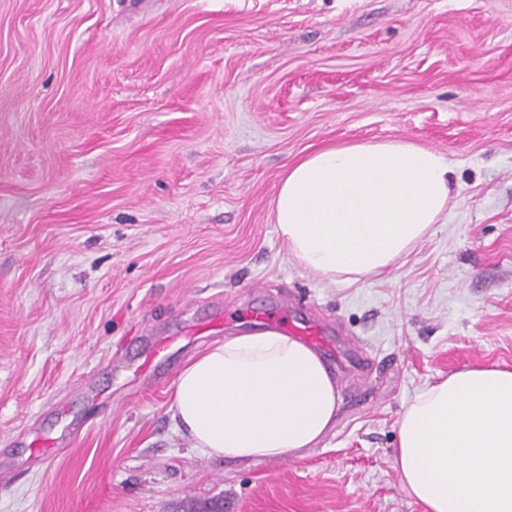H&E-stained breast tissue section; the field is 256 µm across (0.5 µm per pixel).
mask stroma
<instances>
[{"label": "stroma", "mask_w": 512, "mask_h": 512, "mask_svg": "<svg viewBox=\"0 0 512 512\" xmlns=\"http://www.w3.org/2000/svg\"><path fill=\"white\" fill-rule=\"evenodd\" d=\"M382 139L448 158L447 219L388 273L304 270L286 168ZM263 312L336 332L335 425L278 460L192 450L178 372ZM152 332L161 380L116 366ZM477 367L512 370V0H0V512H424L399 417ZM37 437L66 445L33 465Z\"/></svg>", "instance_id": "stroma-1"}]
</instances>
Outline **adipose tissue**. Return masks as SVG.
<instances>
[{"label": "adipose tissue", "instance_id": "adipose-tissue-1", "mask_svg": "<svg viewBox=\"0 0 512 512\" xmlns=\"http://www.w3.org/2000/svg\"><path fill=\"white\" fill-rule=\"evenodd\" d=\"M453 166L402 140L326 146L288 166L272 215L289 255L331 282L389 270L448 216ZM334 375L268 328L225 337L180 370L176 432L211 457L276 460L336 422ZM393 467L425 512H512V371L450 374L407 405Z\"/></svg>", "mask_w": 512, "mask_h": 512}]
</instances>
